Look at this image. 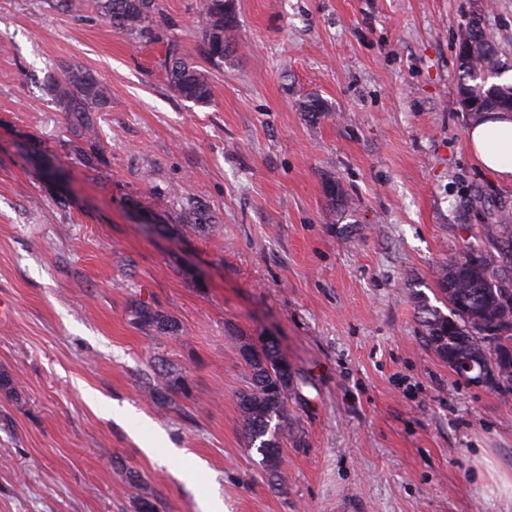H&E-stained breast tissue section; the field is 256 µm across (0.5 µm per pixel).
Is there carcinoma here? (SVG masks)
Instances as JSON below:
<instances>
[{
    "label": "carcinoma",
    "mask_w": 512,
    "mask_h": 512,
    "mask_svg": "<svg viewBox=\"0 0 512 512\" xmlns=\"http://www.w3.org/2000/svg\"><path fill=\"white\" fill-rule=\"evenodd\" d=\"M103 20L112 27L138 38L154 36V19L159 0H97ZM235 18L224 19V0H204L197 16L202 33V52L209 67L224 65L226 32ZM496 36L485 27L484 15L473 17L459 43L460 98L473 119L489 112H512V83H498L506 72ZM168 85L183 99L206 104L212 98L208 67L183 56L178 47L170 49L164 68ZM47 92L70 120L78 137L96 135L93 113L109 107L106 87L90 72L76 64L61 66L50 77ZM327 200L340 218L348 217L347 199L340 185H327ZM500 234L493 250L466 243L435 270L439 299L448 308L425 301L418 306L422 343L448 363V367L469 383L494 379L491 390L512 397V213L498 216ZM134 318L145 327L162 324L147 303L137 304ZM239 354L248 367V386L238 397L242 433L247 447L255 448L265 467L278 471L281 439L288 426V392L293 372L288 358L274 341L239 344Z\"/></svg>",
    "instance_id": "obj_1"
}]
</instances>
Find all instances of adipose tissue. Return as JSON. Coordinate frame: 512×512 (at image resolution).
<instances>
[{
	"mask_svg": "<svg viewBox=\"0 0 512 512\" xmlns=\"http://www.w3.org/2000/svg\"><path fill=\"white\" fill-rule=\"evenodd\" d=\"M469 151L501 183L512 184V114L492 112L466 132Z\"/></svg>",
	"mask_w": 512,
	"mask_h": 512,
	"instance_id": "adipose-tissue-1",
	"label": "adipose tissue"
}]
</instances>
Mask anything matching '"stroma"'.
<instances>
[{
	"instance_id": "1",
	"label": "stroma",
	"mask_w": 512,
	"mask_h": 512,
	"mask_svg": "<svg viewBox=\"0 0 512 512\" xmlns=\"http://www.w3.org/2000/svg\"><path fill=\"white\" fill-rule=\"evenodd\" d=\"M77 2L0 0V512H512V400L417 319L437 264L512 210L466 146L458 48L482 0H233L202 106L163 68L173 44L199 60L202 0H160L152 41ZM68 63L109 89L91 144L44 90ZM139 300L172 330L134 323ZM242 336L294 370L274 474L242 436ZM159 356L171 406L143 386Z\"/></svg>"
}]
</instances>
